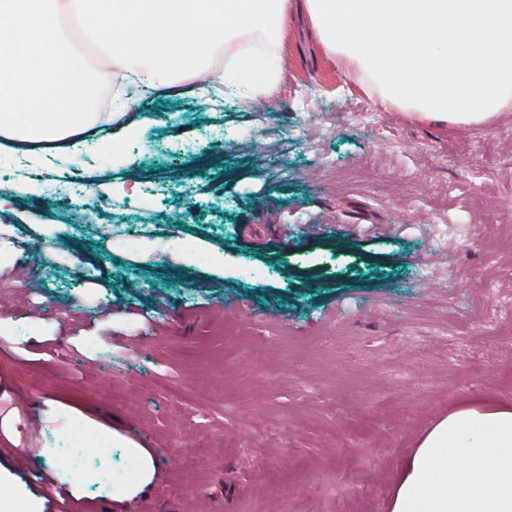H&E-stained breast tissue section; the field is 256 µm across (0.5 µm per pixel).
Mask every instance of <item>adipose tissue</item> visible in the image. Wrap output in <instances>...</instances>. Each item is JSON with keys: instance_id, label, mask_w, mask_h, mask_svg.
I'll return each instance as SVG.
<instances>
[{"instance_id": "adipose-tissue-1", "label": "adipose tissue", "mask_w": 512, "mask_h": 512, "mask_svg": "<svg viewBox=\"0 0 512 512\" xmlns=\"http://www.w3.org/2000/svg\"><path fill=\"white\" fill-rule=\"evenodd\" d=\"M306 4L325 52L381 106L451 128L512 112V0ZM64 13L81 16L111 69L55 65ZM286 31V0H0V154L14 155L17 140L79 148L101 88L147 96L203 77L213 94L268 102L285 73ZM390 512H512V406H461L435 423Z\"/></svg>"}]
</instances>
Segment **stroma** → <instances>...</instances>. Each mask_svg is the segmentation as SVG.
<instances>
[{"label": "stroma", "instance_id": "1", "mask_svg": "<svg viewBox=\"0 0 512 512\" xmlns=\"http://www.w3.org/2000/svg\"><path fill=\"white\" fill-rule=\"evenodd\" d=\"M285 52L261 106L127 90L83 199L0 159V451L45 512H390L435 422L512 405V115L374 104L304 0Z\"/></svg>", "mask_w": 512, "mask_h": 512}]
</instances>
